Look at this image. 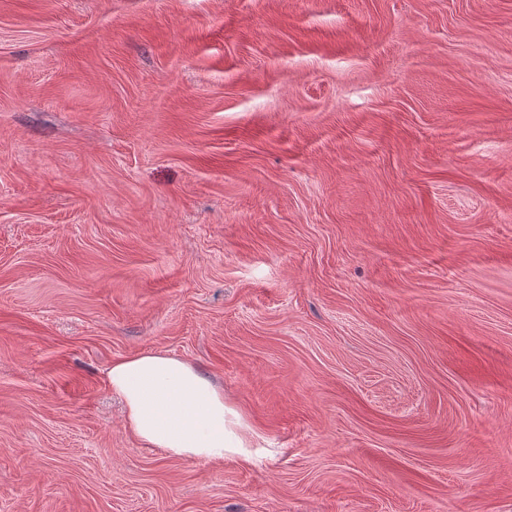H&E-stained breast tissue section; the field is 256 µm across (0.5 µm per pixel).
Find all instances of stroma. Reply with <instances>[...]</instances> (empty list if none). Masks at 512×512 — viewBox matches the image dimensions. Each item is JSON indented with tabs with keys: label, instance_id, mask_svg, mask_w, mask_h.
<instances>
[{
	"label": "stroma",
	"instance_id": "obj_1",
	"mask_svg": "<svg viewBox=\"0 0 512 512\" xmlns=\"http://www.w3.org/2000/svg\"><path fill=\"white\" fill-rule=\"evenodd\" d=\"M0 512H512V0H0ZM107 383L125 406V425L141 443L172 459H249L255 433L224 390L190 363L165 352L115 360Z\"/></svg>",
	"mask_w": 512,
	"mask_h": 512
}]
</instances>
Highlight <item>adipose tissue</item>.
<instances>
[{
    "label": "adipose tissue",
    "instance_id": "1",
    "mask_svg": "<svg viewBox=\"0 0 512 512\" xmlns=\"http://www.w3.org/2000/svg\"><path fill=\"white\" fill-rule=\"evenodd\" d=\"M107 383L125 406V425L172 459L249 458L255 434L223 389L190 363L157 351L115 360Z\"/></svg>",
    "mask_w": 512,
    "mask_h": 512
}]
</instances>
